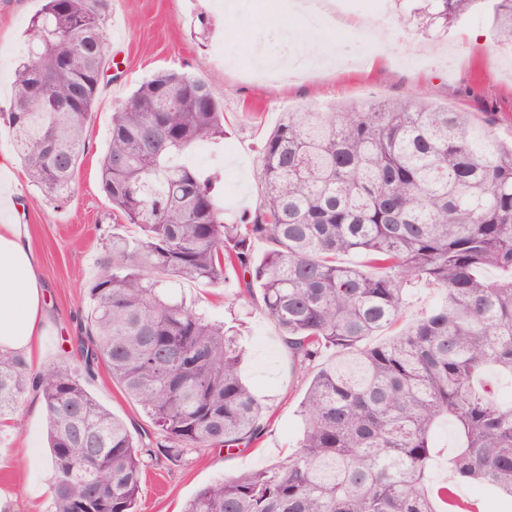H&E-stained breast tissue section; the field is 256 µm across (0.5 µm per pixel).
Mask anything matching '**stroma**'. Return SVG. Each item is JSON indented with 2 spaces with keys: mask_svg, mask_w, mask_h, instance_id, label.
I'll list each match as a JSON object with an SVG mask.
<instances>
[{
  "mask_svg": "<svg viewBox=\"0 0 512 512\" xmlns=\"http://www.w3.org/2000/svg\"><path fill=\"white\" fill-rule=\"evenodd\" d=\"M216 0H103L110 44L106 76L87 127L86 149L66 201L55 200L19 171L20 223L41 257L48 327L42 338V364L79 357L84 340L88 288L98 258L113 234L129 235L131 225L116 226L112 206L99 181L111 116L143 79L159 70L187 71L208 81L224 103V139L208 145L212 166L222 168L217 196L226 215L255 209L261 191L255 177L259 147L282 113L336 103L409 100L427 94L432 101L460 112H490L492 137L512 140V51L495 42L487 12L471 9L448 31L423 34L407 20L399 0H339L321 35L342 47L331 65L306 76L253 77L256 54L311 52L310 26L290 14L288 0H246L240 19L225 21ZM42 0H0V115L9 111L15 69L26 51V30ZM209 29L200 33L199 18ZM481 33L482 45L471 34ZM227 43L238 50V67L225 66L213 47ZM181 294L217 319L236 314L245 324L243 373L262 403L271 408L258 444L245 450L189 448L176 459L160 458L146 469L138 512H182L203 487L228 475L257 472L285 460L298 442V404L310 373L300 370L277 327L257 302L238 300L227 308L224 290L183 283ZM93 396L121 419L141 445L164 438L140 406L113 382L105 367L88 380ZM22 429L0 431V487L15 496L0 512H49L50 500L29 502L28 482L49 481V448L44 409L20 408Z\"/></svg>",
  "mask_w": 512,
  "mask_h": 512,
  "instance_id": "35a3bbf8",
  "label": "stroma"
}]
</instances>
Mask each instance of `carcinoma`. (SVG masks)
Returning <instances> with one entry per match:
<instances>
[{"instance_id":"obj_1","label":"carcinoma","mask_w":512,"mask_h":512,"mask_svg":"<svg viewBox=\"0 0 512 512\" xmlns=\"http://www.w3.org/2000/svg\"><path fill=\"white\" fill-rule=\"evenodd\" d=\"M512 49V0H414L446 28L479 4ZM108 51L100 0H45L6 113L32 181L68 198ZM224 138L209 83L161 70L112 113L99 165L112 237L89 288L82 363L35 373L0 351V418L38 388L48 419L54 512H135L151 450L87 389L103 363L174 458L187 448H247L265 406L244 382L234 326L177 296L173 284L225 283L259 299L302 367L327 349L300 402L298 450L264 470L226 476L182 512H480L512 502V144L470 113L411 101L285 112L260 148V205L233 223L223 179L182 162ZM268 243L260 260L251 244ZM343 256L363 262L346 263ZM495 276H488V272ZM439 305L398 326L409 290ZM390 331L383 343L374 336ZM446 423L452 442L435 433Z\"/></svg>"}]
</instances>
